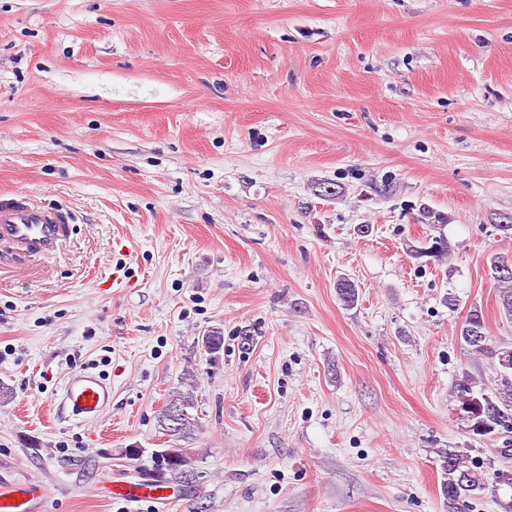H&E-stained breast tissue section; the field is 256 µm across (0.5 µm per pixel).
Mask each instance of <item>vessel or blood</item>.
<instances>
[{
	"instance_id": "vessel-or-blood-1",
	"label": "vessel or blood",
	"mask_w": 512,
	"mask_h": 512,
	"mask_svg": "<svg viewBox=\"0 0 512 512\" xmlns=\"http://www.w3.org/2000/svg\"><path fill=\"white\" fill-rule=\"evenodd\" d=\"M70 220L66 210L46 208L22 193L0 195V239L17 244L31 256L57 251ZM112 404V386L99 374L82 370L71 374L59 395V407L84 423L99 422ZM161 482L136 483L119 492L129 504L164 499ZM0 512H48L44 486L25 479L0 488Z\"/></svg>"
}]
</instances>
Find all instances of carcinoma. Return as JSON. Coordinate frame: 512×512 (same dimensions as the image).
Segmentation results:
<instances>
[{
  "instance_id": "obj_1",
  "label": "carcinoma",
  "mask_w": 512,
  "mask_h": 512,
  "mask_svg": "<svg viewBox=\"0 0 512 512\" xmlns=\"http://www.w3.org/2000/svg\"><path fill=\"white\" fill-rule=\"evenodd\" d=\"M501 257L490 259L491 278L498 285L500 315L512 323V275H504L499 270ZM336 294L346 307L355 304L358 293L355 284L347 279L336 283ZM461 340L472 350L497 361L496 388L490 395H474L469 376L465 375L456 384L457 392L463 399L470 431L477 436L512 435V348H496L491 345L484 317L478 309L469 311L459 330ZM202 347L210 355L220 352L224 337L218 330H209L201 338ZM181 390L174 392L166 402V407L158 415V423L163 434L173 441L192 437L198 426L193 410L197 409V382L194 375L187 373L180 381ZM180 414L179 425L168 426L167 412ZM442 469L445 480L442 495L447 512H472L471 502L478 499L486 490V478L476 460L467 453L448 450L442 453ZM154 477L168 482L186 483L190 479L189 466L168 460L165 456H155L152 468Z\"/></svg>"
}]
</instances>
